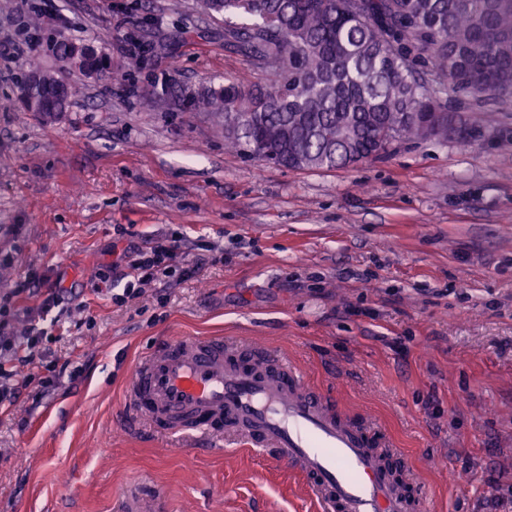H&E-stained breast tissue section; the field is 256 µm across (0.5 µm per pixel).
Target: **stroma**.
I'll use <instances>...</instances> for the list:
<instances>
[{
  "label": "stroma",
  "mask_w": 512,
  "mask_h": 512,
  "mask_svg": "<svg viewBox=\"0 0 512 512\" xmlns=\"http://www.w3.org/2000/svg\"><path fill=\"white\" fill-rule=\"evenodd\" d=\"M99 32L112 68L67 70L68 112L21 108L31 59L56 68V36ZM4 40L24 50L0 58V250L11 278L62 287L43 346L82 374L42 394L47 369L19 370L0 512H114L134 488L169 512H316L299 477L246 449L126 431L122 381L170 336H235L297 364L392 438L429 512H512V103L485 104L466 142L291 170L225 151L209 113L142 109L157 78L267 81L199 0H0ZM172 236L193 274L115 303L123 252Z\"/></svg>",
  "instance_id": "stroma-1"
}]
</instances>
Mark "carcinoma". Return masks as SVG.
<instances>
[{"mask_svg":"<svg viewBox=\"0 0 512 512\" xmlns=\"http://www.w3.org/2000/svg\"><path fill=\"white\" fill-rule=\"evenodd\" d=\"M224 21V42L281 80L235 81L196 92L184 112L224 119V144L290 169L336 168L378 158L399 140L448 136V100L467 141L478 111L512 100V0H201ZM108 71L93 48L80 70ZM171 79L142 105L177 96Z\"/></svg>","mask_w":512,"mask_h":512,"instance_id":"carcinoma-1","label":"carcinoma"}]
</instances>
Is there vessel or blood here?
<instances>
[{
  "label": "vessel or blood",
  "mask_w": 512,
  "mask_h": 512,
  "mask_svg": "<svg viewBox=\"0 0 512 512\" xmlns=\"http://www.w3.org/2000/svg\"><path fill=\"white\" fill-rule=\"evenodd\" d=\"M134 423L212 452L233 445L301 476L319 512H423L375 439L296 364L221 336H172L124 380ZM118 512H166L124 494Z\"/></svg>",
  "instance_id": "b4317fda"
}]
</instances>
